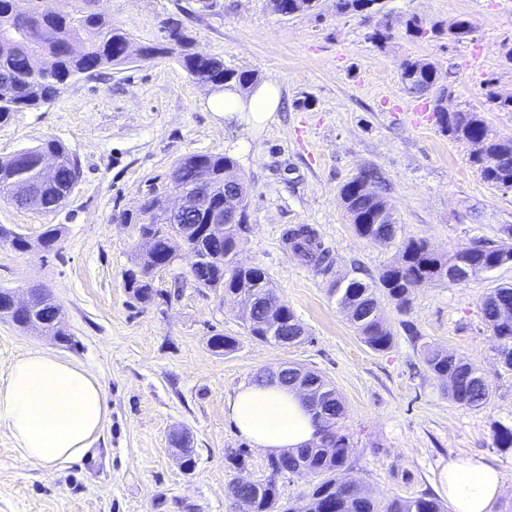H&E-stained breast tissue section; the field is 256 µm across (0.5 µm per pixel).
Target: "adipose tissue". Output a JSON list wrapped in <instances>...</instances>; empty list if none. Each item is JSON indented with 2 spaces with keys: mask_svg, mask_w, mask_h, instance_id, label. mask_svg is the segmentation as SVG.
I'll list each match as a JSON object with an SVG mask.
<instances>
[{
  "mask_svg": "<svg viewBox=\"0 0 512 512\" xmlns=\"http://www.w3.org/2000/svg\"><path fill=\"white\" fill-rule=\"evenodd\" d=\"M279 102V85L269 80L247 92L225 87L210 105L227 115H267ZM224 413L243 437L265 452L293 451L321 436L320 423L301 394L283 385L241 387L226 402ZM109 414L98 377L55 355L28 353L0 376V425L9 430L22 457L46 471L88 456ZM442 475L453 512H490L501 492L497 471L479 458L449 461Z\"/></svg>",
  "mask_w": 512,
  "mask_h": 512,
  "instance_id": "1",
  "label": "adipose tissue"
}]
</instances>
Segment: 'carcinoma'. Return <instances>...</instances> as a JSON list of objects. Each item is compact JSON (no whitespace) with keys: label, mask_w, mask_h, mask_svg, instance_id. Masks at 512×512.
<instances>
[{"label":"carcinoma","mask_w":512,"mask_h":512,"mask_svg":"<svg viewBox=\"0 0 512 512\" xmlns=\"http://www.w3.org/2000/svg\"><path fill=\"white\" fill-rule=\"evenodd\" d=\"M42 0H0V122L6 123L15 112L38 109L57 98L64 85L77 77H92L114 66L125 65L131 57L126 48L133 43L131 33L112 21V16L93 10L90 0H56V9L42 13ZM317 0H268L270 11L286 17L313 10ZM180 44L175 58L194 80L202 85L235 83L245 90L256 82L252 70L224 67L219 58L204 55L194 48V38L186 27H181ZM401 80L405 89L415 95H425L436 85L437 73L429 63L409 60L404 64ZM441 128L455 138L477 143L472 163L482 179L496 187L512 183V139L491 136L479 113L458 110L441 119ZM51 154L59 160L55 178L41 184L47 211L63 201L62 190L68 188L72 173L79 167L66 147L55 139L17 151L0 159V200L19 208L25 207L17 193V185L41 179L39 162ZM205 171L215 184L213 203L235 201L247 218V186L238 174L236 160L228 155L190 153L174 161L170 181L177 186L196 182L199 171ZM375 179L371 171H364L348 181L340 190L345 209L355 232L362 238L376 242L396 240L397 224L384 198L375 191L365 192L363 187ZM160 198L151 195L142 200L135 210L124 213L123 221L131 225L136 238H155L152 251L135 244L134 268L126 272L130 295L139 303H151L157 291L153 286V272L170 265L177 250L205 253L207 239L184 237L181 225L169 224L158 218ZM247 231L238 226L227 229L222 250L211 255L206 267L196 277L203 288L224 289V300L234 302L242 293H257L272 287L269 272L256 266L244 269L235 265V256L245 241ZM500 243L491 246L474 245L463 249L476 260L487 265L493 261H512V226L503 228ZM62 229L55 225L44 228L39 237L42 248H57ZM285 244L296 255L315 269L329 266V253L308 225H297L284 234ZM456 256L445 258L429 250L425 241L406 239L399 243L395 259L379 274L378 279L365 283V288L354 292L361 312L349 318L362 342L371 350L384 352L392 347L394 336L385 324L382 312L375 314L365 304L379 296L387 298L400 312L409 309L412 294L419 288L437 283H455L449 270ZM35 303L42 306L48 318L46 335L61 336L70 342L69 334L53 321L54 306L45 304L38 295ZM512 309V284L500 285L486 294L482 301L484 321L499 341L500 361L512 368V319L499 318L498 310ZM295 319L293 311L285 306L270 308L258 306L247 330L249 336L274 343L276 337L267 335L265 326L274 321L282 324ZM424 363L436 377L448 382V395L457 404L468 408L483 406L490 397L491 383L480 368L444 350L422 345ZM303 382L310 393L335 395L330 414L321 417L322 438L297 452H289L275 461H269L271 471L282 467L290 470L305 469L318 478L307 494L304 507L279 506L280 493L275 478L259 484H229V494L249 501L251 512H445L438 498L424 493L414 499L394 496L382 504L376 501L364 483L358 479L343 481L337 478L347 462L350 443L341 432L345 408L340 396L329 381L314 372H307Z\"/></svg>","instance_id":"obj_1"}]
</instances>
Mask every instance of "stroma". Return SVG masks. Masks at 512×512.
<instances>
[{"mask_svg": "<svg viewBox=\"0 0 512 512\" xmlns=\"http://www.w3.org/2000/svg\"><path fill=\"white\" fill-rule=\"evenodd\" d=\"M136 44L155 41L162 22L184 15L197 51L225 67L255 71L282 88L268 119L211 111L208 87L174 57H134L94 80L64 86L50 104L0 123V158L56 139L78 161L82 176L52 213L0 200V225L23 234L30 249L0 243V289L54 294L72 338L60 345L0 321V375L32 351L82 364L102 384L110 416L95 453L48 472L26 461L0 425V512H238L227 495L232 480L266 481L269 453L254 448L224 414V405L258 374L295 365L329 380L345 405L350 438L343 477L362 479L376 500L447 495L439 473L449 460L481 456L501 475L504 491L493 512H512V449L497 448V425L512 426V368L501 363L487 328L482 298L512 283V265L462 284L422 288L407 313L380 306L394 341L369 349L336 303L339 278L378 276L397 247L359 237L340 195L359 171L375 169L402 239L428 242L448 256L495 242L512 225V190L481 178L472 146L444 132L434 97L408 93L405 60L437 70L449 110L480 112L491 134L512 139V112L498 111L488 93L512 95V0H380L374 13L341 14L336 0L281 17L267 0H101ZM416 17L427 32L415 38ZM474 32L448 34L458 18ZM390 25L385 44L370 33ZM188 153L233 157L249 188L247 241L240 262L262 265L277 294L305 331L290 346L254 341L236 306L193 279V257L181 253L155 271L154 303L135 301L124 286L133 239L122 222L149 194L163 191L174 161ZM62 228L57 250L37 240L45 225ZM306 224L328 249L331 266L314 270L283 243ZM411 322L424 342L477 365L492 394L477 409L448 396L431 374ZM234 338L218 353L210 336ZM185 430L194 470H184L170 443ZM240 454L238 464L227 455Z\"/></svg>", "mask_w": 512, "mask_h": 512, "instance_id": "obj_1", "label": "stroma"}]
</instances>
